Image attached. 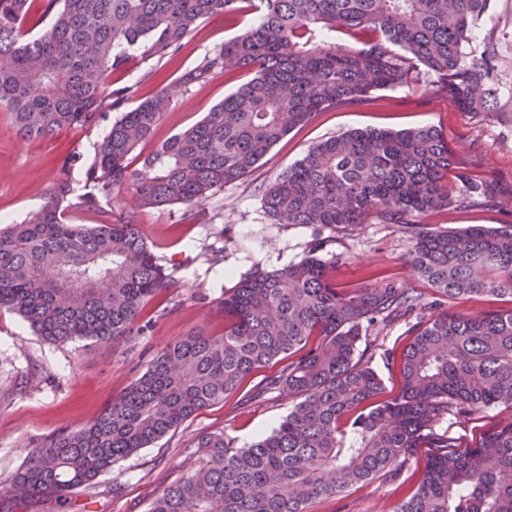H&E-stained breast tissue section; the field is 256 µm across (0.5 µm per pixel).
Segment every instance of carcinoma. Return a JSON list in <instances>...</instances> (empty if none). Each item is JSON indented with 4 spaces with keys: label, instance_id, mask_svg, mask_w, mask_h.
<instances>
[{
    "label": "carcinoma",
    "instance_id": "1",
    "mask_svg": "<svg viewBox=\"0 0 512 512\" xmlns=\"http://www.w3.org/2000/svg\"><path fill=\"white\" fill-rule=\"evenodd\" d=\"M492 0H0V106L22 140L93 126L110 99L112 74L131 55L175 54L199 24L253 9L258 20L185 72L181 84L216 72L253 77L200 121L130 167L171 104L164 89L122 113L97 147L95 191L76 195L61 170L43 206L0 228V309L18 314L50 343L99 346L144 334L148 305L171 287L132 219L69 224L65 205L110 201L130 187L140 207H200L246 178L289 131L319 113L408 82L424 68L462 93L470 112L486 107L491 55L465 51ZM344 43L328 41L334 34ZM432 126L354 130L316 143L261 194L279 224L348 227L398 224L413 239L410 265L444 297L512 300V224L432 231L419 217L496 198L488 181L465 182ZM419 299L384 281L341 289L328 261L308 255L243 277L224 296V334L196 332L162 349L92 423L38 443L0 491V509L26 497L64 506L118 462L223 402L255 372L294 356L258 393L298 403L267 435L238 448L224 433L197 436L199 467L168 487L149 512H307L403 463L435 452L397 512H512V421L475 447L454 448L436 427L454 412L512 410V308L478 315L442 311L413 327L401 357L403 388L376 401L382 379L359 352L364 325H389Z\"/></svg>",
    "mask_w": 512,
    "mask_h": 512
}]
</instances>
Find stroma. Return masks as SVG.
I'll return each mask as SVG.
<instances>
[{
    "instance_id": "1",
    "label": "stroma",
    "mask_w": 512,
    "mask_h": 512,
    "mask_svg": "<svg viewBox=\"0 0 512 512\" xmlns=\"http://www.w3.org/2000/svg\"><path fill=\"white\" fill-rule=\"evenodd\" d=\"M253 20L250 13L232 23L220 16L206 19L176 54L131 64L114 79L115 86L128 87V94L118 106H105L99 125L23 141L16 137L9 113L0 108V219L20 221L37 211L65 165L80 191H90L96 145L106 128L160 88H169L173 102L152 139L139 146L132 168H139L141 156L201 120L248 75L219 72L186 88L180 84L182 74L200 65L225 40L243 33ZM466 50L494 57L497 81L488 111L460 108L455 92L445 91L435 77L418 72L405 85L374 91L361 102L323 112L292 129L247 178L202 207L175 204L142 209L129 188L114 191L104 209L71 201L64 216L72 224H97L108 214L116 220L132 216L167 269L172 286L148 307V333L113 348L85 341H44L17 314L0 310V482L16 473L35 440L94 421L167 345L201 330L221 335L220 302L246 274L313 253L334 262L337 287L390 280L418 296L420 305L412 315L381 331L369 328L362 342L374 354L372 365L384 380L387 399L402 388L399 359L412 339V323L426 322L446 309L479 313L512 307V302L481 296L444 299L412 271L408 258L413 241L398 225L278 224L261 208L262 187L315 143L351 129L396 131L431 125L461 160L448 172L451 190H459L468 180L487 179L502 194L488 204L431 211L422 216V223L436 231L468 224H512V0H494L491 16L473 28ZM384 352L389 361L381 360ZM288 364L284 358L269 370L258 371L224 402L198 412L174 433L122 460L91 488L77 490L66 509H59L51 499L19 498L13 502L14 512H148L155 498L196 467V434L221 432L243 448L277 425L292 405L287 394L255 399L251 393L267 374ZM511 418L512 411L491 407L469 417H449L442 428L466 445ZM428 454V449H417L402 466L388 467L338 496L317 499L308 512H396L407 491L420 481Z\"/></svg>"
}]
</instances>
